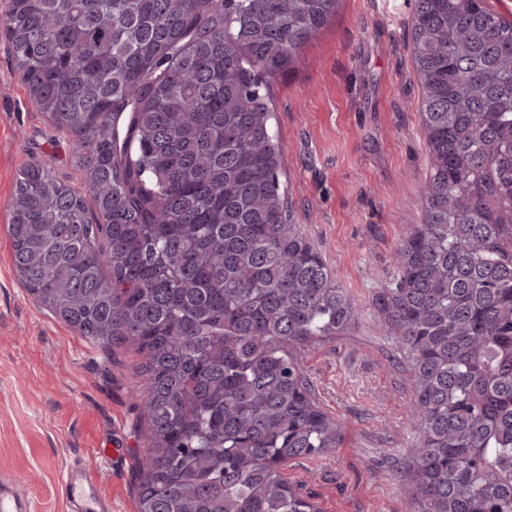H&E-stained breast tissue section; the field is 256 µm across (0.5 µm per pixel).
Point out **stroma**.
Here are the masks:
<instances>
[{"label": "stroma", "instance_id": "stroma-1", "mask_svg": "<svg viewBox=\"0 0 512 512\" xmlns=\"http://www.w3.org/2000/svg\"><path fill=\"white\" fill-rule=\"evenodd\" d=\"M415 0H339L335 16L268 81L282 144L286 204L359 318L297 355L338 447L289 465L315 512H413L389 463L414 443L405 351L374 305L394 254L423 210L428 178L422 89L412 54ZM72 146L31 103L0 38V482L26 490L29 512H69V466L88 463L112 512H137L134 470L147 450L133 395L138 356L104 352L41 308L19 283L6 232L21 166L37 160L74 183ZM117 445L102 461L98 443Z\"/></svg>", "mask_w": 512, "mask_h": 512}]
</instances>
